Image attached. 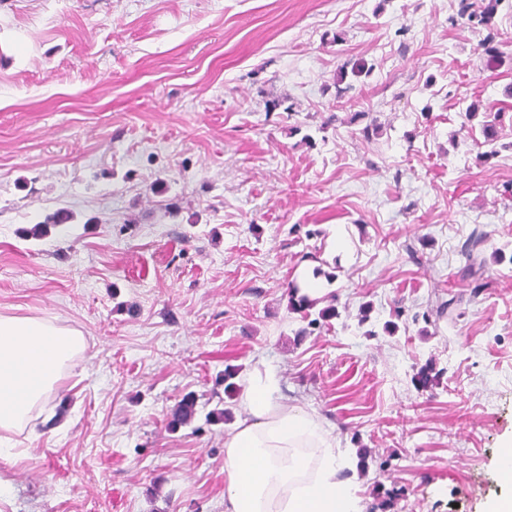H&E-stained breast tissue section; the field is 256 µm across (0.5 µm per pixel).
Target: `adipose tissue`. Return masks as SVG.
Returning a JSON list of instances; mask_svg holds the SVG:
<instances>
[{"mask_svg": "<svg viewBox=\"0 0 512 512\" xmlns=\"http://www.w3.org/2000/svg\"><path fill=\"white\" fill-rule=\"evenodd\" d=\"M83 343L76 332L33 317L0 315V428L20 424L54 390ZM277 379L257 370L246 418L224 440L225 512H360L336 480L335 442L301 409L278 402ZM319 451L315 475L301 448Z\"/></svg>", "mask_w": 512, "mask_h": 512, "instance_id": "1", "label": "adipose tissue"}]
</instances>
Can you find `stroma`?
<instances>
[{"label": "stroma", "instance_id": "obj_1", "mask_svg": "<svg viewBox=\"0 0 512 512\" xmlns=\"http://www.w3.org/2000/svg\"><path fill=\"white\" fill-rule=\"evenodd\" d=\"M455 14L0 0V315L84 339L0 429V512H224V439L246 413L220 378L236 366L248 387L260 360L340 453L367 450L347 479L362 507L381 487L399 491L389 512L512 494V8L494 65ZM357 62L369 74L338 94ZM487 124L500 150L484 158ZM476 229L475 280L460 246ZM294 281L336 292L338 317L309 329ZM451 298L456 317L424 321ZM189 393L194 420L170 429ZM222 407L230 421L206 423Z\"/></svg>", "mask_w": 512, "mask_h": 512}]
</instances>
